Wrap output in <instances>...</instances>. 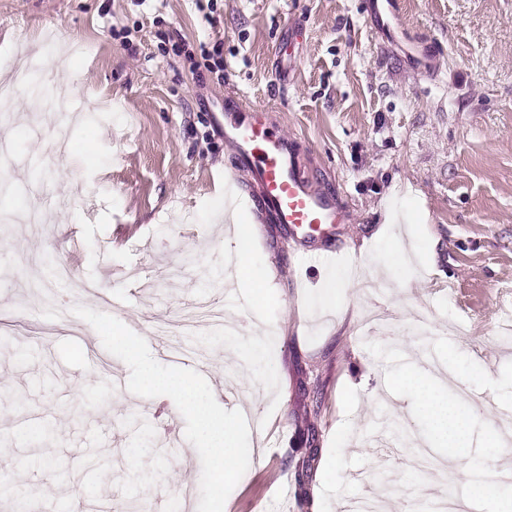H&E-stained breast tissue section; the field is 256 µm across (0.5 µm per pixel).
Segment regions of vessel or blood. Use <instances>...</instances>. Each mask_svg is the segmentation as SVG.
Returning a JSON list of instances; mask_svg holds the SVG:
<instances>
[{
  "mask_svg": "<svg viewBox=\"0 0 512 512\" xmlns=\"http://www.w3.org/2000/svg\"><path fill=\"white\" fill-rule=\"evenodd\" d=\"M371 11L383 25L393 26L401 13L400 0H370ZM234 114L224 120V134L235 147L237 171H244L258 192L249 197L225 193V206L235 211L261 210L275 223L288 227L292 237L319 238L339 223L336 207L327 196L314 192L301 177L281 131L257 120L253 107L234 103ZM228 172V183L236 173Z\"/></svg>",
  "mask_w": 512,
  "mask_h": 512,
  "instance_id": "1",
  "label": "vessel or blood"
}]
</instances>
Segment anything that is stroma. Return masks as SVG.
<instances>
[{"instance_id": "stroma-1", "label": "stroma", "mask_w": 512, "mask_h": 512, "mask_svg": "<svg viewBox=\"0 0 512 512\" xmlns=\"http://www.w3.org/2000/svg\"><path fill=\"white\" fill-rule=\"evenodd\" d=\"M367 2L0 0V83L50 52L44 73L79 116L63 150L57 113L32 90L0 111V512H15L24 485L38 490L29 512L62 497L92 512L103 495L127 512L142 492L147 512L177 499L197 512L201 462L183 416L110 386L130 369L77 304L141 335L160 364L180 350L206 358L224 408L252 413L250 465L224 512H340L378 494L374 473L383 512H436L444 464L410 466L378 423L383 407L427 434L415 390L385 386L416 361L440 362L456 394H484L478 426L512 421V343L498 328L512 311V0H402L399 23L429 43L431 74L375 29ZM213 51L223 79H197ZM231 92L266 109L309 186L333 200L343 222L329 237L292 240L248 211L225 223ZM323 248L332 266L288 260ZM242 249L272 302L207 287ZM23 253L56 257L85 289L19 264ZM358 267L389 268L394 289L356 279L335 305H312L332 270ZM203 296L231 338L207 322L174 334ZM257 340L258 380L240 357ZM39 425L51 442L32 439ZM92 452L107 469L87 467Z\"/></svg>"}]
</instances>
